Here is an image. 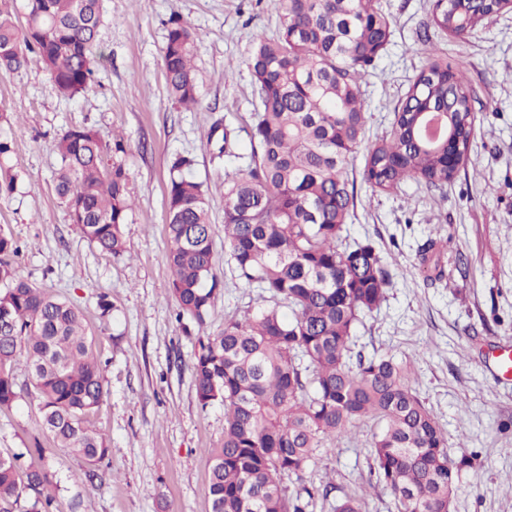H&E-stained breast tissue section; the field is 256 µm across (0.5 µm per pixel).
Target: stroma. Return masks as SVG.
<instances>
[{"label": "stroma", "instance_id": "35a3bbf8", "mask_svg": "<svg viewBox=\"0 0 512 512\" xmlns=\"http://www.w3.org/2000/svg\"><path fill=\"white\" fill-rule=\"evenodd\" d=\"M393 18L391 41L363 86L370 115L367 141L391 125L393 107L426 66L418 34L434 0H380ZM99 42L105 60L89 89L58 94L38 62L0 71V113H13L14 193L0 197V228L23 244L18 277L83 309L105 361L107 400L93 417L109 454L101 478L88 482L84 462L56 449L50 471L55 512H211L209 448L224 438V407L201 408L190 369L195 335L175 320L167 294L165 235L169 163L195 158L215 226L214 259L224 264V177L217 159L221 126L235 130L240 153L253 110L247 58L257 31L278 24L272 0H102ZM178 16L200 34L195 59L199 107L170 100L162 63L165 22ZM449 64H462L475 115L467 163L438 190L409 182L391 194L357 182L352 238L372 239L391 279L387 299L357 326L365 354L414 362V386L437 417L451 456L475 455L457 484L451 512H512V380L493 371V357L512 349V8L463 36L434 38ZM75 126L122 135L135 199L125 226L128 251L100 253L81 237L54 191L55 138ZM442 250L423 265L428 238ZM116 310L101 320L99 293ZM257 290L225 279L207 330L261 306ZM380 425L361 423L317 452L299 485L333 483L336 497L360 499L364 512H396L389 490L370 487L369 446ZM36 398L0 412V451L22 452L43 438Z\"/></svg>", "mask_w": 512, "mask_h": 512}]
</instances>
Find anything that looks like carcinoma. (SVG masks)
Masks as SVG:
<instances>
[{
	"mask_svg": "<svg viewBox=\"0 0 512 512\" xmlns=\"http://www.w3.org/2000/svg\"><path fill=\"white\" fill-rule=\"evenodd\" d=\"M274 7L276 32L256 34L247 58L258 100L248 162L224 178L227 264L271 304L225 321L217 334L204 332L221 287L206 190L193 156L177 154L169 166L168 292L177 321L201 331L192 354L198 402L224 405V440L208 450L211 512H313L331 487L304 485L288 495L283 479H301L317 449L362 419L383 424L372 439L371 474L397 512H451L474 457L448 454L408 364L354 351V329L385 299L389 272L376 246L349 241L346 226L357 203L349 172L356 153L364 182L388 194L408 181L428 190L447 185L450 136L458 158H468L474 115L464 67L431 61L395 104L391 129L367 145L363 81L390 41V16L378 0H274ZM26 9L20 25L10 0H0V69L20 70L34 57L59 94L83 93L105 59L101 0H26ZM496 12L490 0L464 11L455 0H434L423 50L436 51L432 34L461 35ZM198 42L191 25L168 19L167 89L186 108L198 103ZM5 123L0 113V163L12 151ZM55 149L56 194L72 223L98 251L123 255L133 210L123 141L75 127ZM217 158H242L228 128ZM19 254L14 236L0 232V411L21 396L15 371L23 357L53 447L33 449L38 461L27 466L23 454L0 452V512H53L46 489L54 449L81 458L91 482L107 456L91 422L107 395L104 365L81 309L18 278Z\"/></svg>",
	"mask_w": 512,
	"mask_h": 512,
	"instance_id": "1",
	"label": "carcinoma"
}]
</instances>
